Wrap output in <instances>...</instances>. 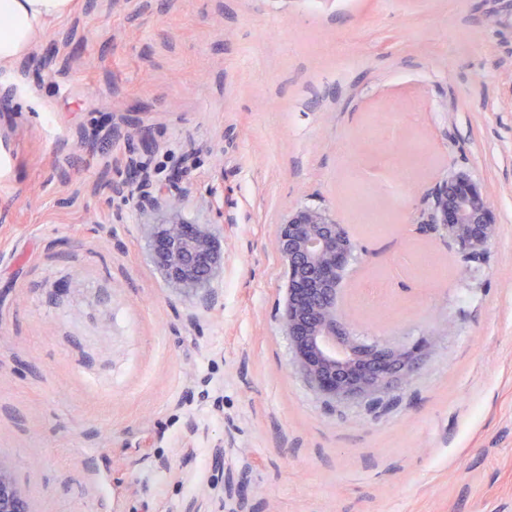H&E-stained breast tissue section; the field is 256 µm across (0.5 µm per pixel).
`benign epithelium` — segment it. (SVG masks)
I'll use <instances>...</instances> for the list:
<instances>
[{
	"label": "benign epithelium",
	"mask_w": 512,
	"mask_h": 512,
	"mask_svg": "<svg viewBox=\"0 0 512 512\" xmlns=\"http://www.w3.org/2000/svg\"><path fill=\"white\" fill-rule=\"evenodd\" d=\"M114 132L133 146L125 177L112 185L117 194L136 196L135 204L152 213L175 211L185 200L184 170L170 172L163 186L154 183L153 143L132 124ZM442 230L459 248L480 256L497 235L494 204L468 176L439 185L424 221ZM153 261L174 288L198 290L224 265L215 234L179 218L152 225ZM276 250L283 266L286 300L280 317L293 365L322 397L350 403L380 397L405 384L417 372L430 347L422 337L412 344L368 342L356 333L338 302L337 290L357 245L343 225L324 208L301 206L279 225ZM0 512H29L26 497L0 465Z\"/></svg>",
	"instance_id": "7a95c632"
}]
</instances>
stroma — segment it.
Segmentation results:
<instances>
[{"mask_svg":"<svg viewBox=\"0 0 512 512\" xmlns=\"http://www.w3.org/2000/svg\"><path fill=\"white\" fill-rule=\"evenodd\" d=\"M0 69V462L35 512H512V0H77ZM224 270L193 293L131 147ZM493 200L480 259L419 227L446 178ZM223 217H216V205ZM335 214L358 334L431 336L406 384L339 403L291 365L278 227ZM388 275L383 303L362 285ZM114 132L122 135L133 150L126 162L125 177L112 185V191L120 195L127 192L132 199L136 194L135 204L142 211L157 213L178 210L185 200L181 187L185 176L183 167L172 170L164 185L157 188L150 163L154 149L150 137L137 124H131L123 132L116 128Z\"/></svg>","mask_w":512,"mask_h":512,"instance_id":"35a3bbf8","label":"stroma"}]
</instances>
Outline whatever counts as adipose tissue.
<instances>
[{
	"instance_id": "1",
	"label": "adipose tissue",
	"mask_w": 512,
	"mask_h": 512,
	"mask_svg": "<svg viewBox=\"0 0 512 512\" xmlns=\"http://www.w3.org/2000/svg\"><path fill=\"white\" fill-rule=\"evenodd\" d=\"M74 7L75 0H0V16L10 20L0 29V69L31 55L45 32Z\"/></svg>"
}]
</instances>
